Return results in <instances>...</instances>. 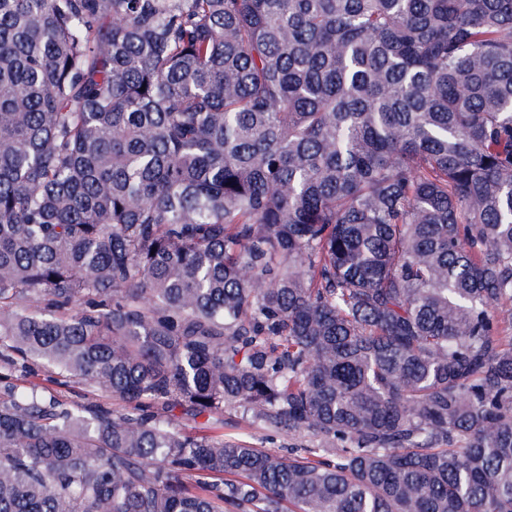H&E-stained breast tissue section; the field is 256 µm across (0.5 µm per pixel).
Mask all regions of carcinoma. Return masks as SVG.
<instances>
[{
    "instance_id": "obj_1",
    "label": "carcinoma",
    "mask_w": 512,
    "mask_h": 512,
    "mask_svg": "<svg viewBox=\"0 0 512 512\" xmlns=\"http://www.w3.org/2000/svg\"><path fill=\"white\" fill-rule=\"evenodd\" d=\"M506 311L512 0H0V512H512ZM28 365L32 368L30 374L23 376V373L20 371L13 372L9 381L20 386L28 385L30 382L39 384L40 386L47 387L52 394L68 402L87 403L102 401V398L96 392L86 386L77 384L60 386L56 384V381L59 382L63 378L52 368L33 365L31 362ZM224 421L228 422L227 425H224V434H234L241 431L240 429L251 432L254 442H256L258 447L277 448L280 445L289 443L287 436L271 437L268 432L255 425H251L250 415L243 414L240 410L224 412Z\"/></svg>"
}]
</instances>
